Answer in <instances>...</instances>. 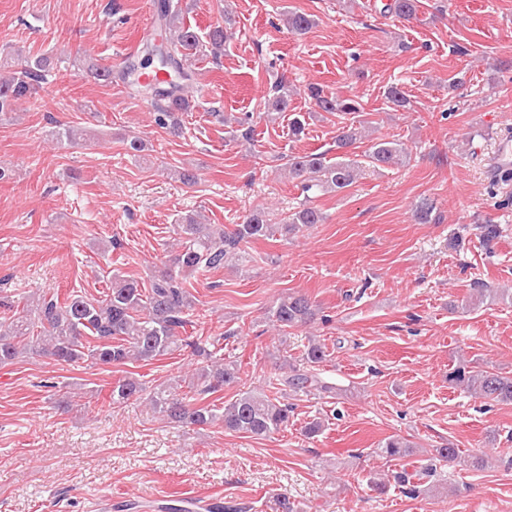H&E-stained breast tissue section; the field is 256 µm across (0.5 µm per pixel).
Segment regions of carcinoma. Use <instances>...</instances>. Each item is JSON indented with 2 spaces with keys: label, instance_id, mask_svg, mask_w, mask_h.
Returning <instances> with one entry per match:
<instances>
[{
  "label": "carcinoma",
  "instance_id": "1",
  "mask_svg": "<svg viewBox=\"0 0 512 512\" xmlns=\"http://www.w3.org/2000/svg\"><path fill=\"white\" fill-rule=\"evenodd\" d=\"M420 0H388L381 13L409 21L417 17ZM157 18L165 64L157 70L166 75L163 81H140L141 66L134 60L125 61L117 75L110 68L87 65L93 77L112 82L116 77L135 88L136 92L154 101L155 124L174 137L184 135L182 116L193 110L188 89L197 80L192 58L201 53L198 34L187 26L181 9L172 0H157ZM288 30L296 35L307 33L316 24L313 15L295 11L288 15ZM228 39L227 28L217 23L207 32L209 54L218 57ZM54 62L46 54L32 55L18 65L0 60V114L14 110L22 99L31 96L51 73ZM294 91L282 81L274 87L273 96L263 102L265 112H286ZM307 98L320 112L358 114L361 104L354 98L334 96L323 86L307 87ZM365 122L346 125L336 135V151L329 158L323 152L295 154L288 159L289 172L300 180L303 202L288 215L283 224H273L265 212L251 213L243 223L230 231L219 224H203L198 216L187 214L177 225L179 250L164 267L154 271L150 283L119 273L112 274L103 296L94 299L72 292L65 302L59 296H38L27 316L0 318V365L10 364L19 357H46L58 365L88 362L92 365L119 366L132 361L149 362L176 352L189 351L197 360L193 372L185 377L168 378L148 386L136 377L126 375L110 387V405L120 407L131 401H144L151 412L163 421L182 427L219 426L228 432L251 436H269L288 428L293 405L284 401L294 395L334 394L336 387L314 373V367L324 362L328 354L322 344L309 343L302 361L295 364L283 357L282 366L288 373L277 379L283 387L281 396H271L262 389L239 391L233 399L217 406L205 400L226 387L240 383V366L224 361V355L211 350L215 343L201 337L182 336L191 325L193 296L184 288L187 277L224 266L236 258L240 245L275 234L286 236L324 221V214L311 204L312 194L336 192L350 187L358 176L359 161L347 158L348 149L365 136ZM364 163L372 168L393 167L404 163L408 152L398 140L375 137L364 152ZM318 308L307 295L290 293L278 298L268 311V320L278 330L300 327L315 320ZM449 381L468 393L495 403H512V375L493 370H475L462 363L449 375ZM374 453L389 460H402L417 453L413 443L404 437L391 435L378 444ZM480 469L486 459L464 455L457 448L443 446L430 450V456L419 470L404 468L391 478L374 477L370 488L378 493L393 482L402 492L412 496L437 495L441 487L425 485L419 480L433 476L435 463Z\"/></svg>",
  "mask_w": 512,
  "mask_h": 512
}]
</instances>
